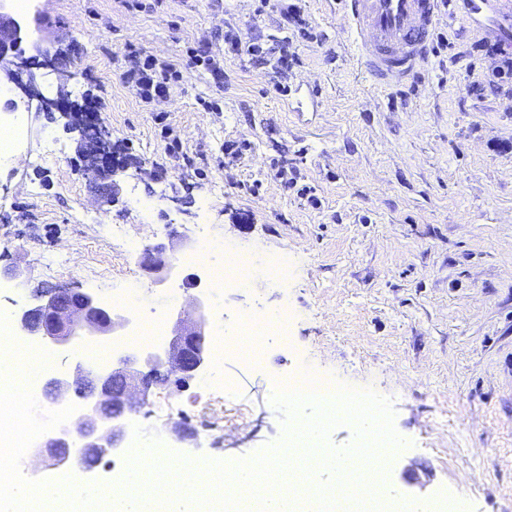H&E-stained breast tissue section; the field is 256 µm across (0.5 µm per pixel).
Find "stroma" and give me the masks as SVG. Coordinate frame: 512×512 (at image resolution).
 <instances>
[{"label": "stroma", "instance_id": "stroma-1", "mask_svg": "<svg viewBox=\"0 0 512 512\" xmlns=\"http://www.w3.org/2000/svg\"><path fill=\"white\" fill-rule=\"evenodd\" d=\"M298 3L303 22L286 28L279 0H36L27 31L69 48L66 111L103 100L118 164L85 175L87 130L25 113L21 155L0 161V311L31 306L39 288L107 303L129 284L131 318L164 320L172 289L186 305L197 293L183 260L202 235L262 259L288 253L292 280L259 271L208 301L228 325L258 305L291 309L290 343L266 337L257 366L226 357L229 396L197 378L154 386L123 418L126 436L142 430L189 460L249 458L285 434L274 380L309 367L389 401L403 441L392 494L512 512V50L485 53L496 31L453 0L420 75L384 90L353 59L338 0ZM228 35L243 49L218 81L189 51ZM282 37L297 57L284 77L247 52ZM131 45L176 64L170 97L148 105L122 81ZM119 228L165 245L178 275L154 284ZM160 399L169 419L153 415ZM180 422L192 438L173 433Z\"/></svg>", "mask_w": 512, "mask_h": 512}]
</instances>
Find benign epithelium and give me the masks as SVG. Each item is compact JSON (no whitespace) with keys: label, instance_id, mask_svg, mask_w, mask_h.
Masks as SVG:
<instances>
[{"label":"benign epithelium","instance_id":"1","mask_svg":"<svg viewBox=\"0 0 512 512\" xmlns=\"http://www.w3.org/2000/svg\"><path fill=\"white\" fill-rule=\"evenodd\" d=\"M23 40V27L11 15L0 11V73L7 80L24 90L27 98L26 110L51 112L65 98V85L69 75L58 72L61 85L57 98L46 99L35 89V74L28 59L18 52ZM27 80H22V75ZM141 266L156 275L159 284L177 273L178 266L173 257H168L159 247H146L141 254ZM207 300L193 298L191 318L186 310L176 312V322L168 341L152 350L124 352L116 357L112 366L92 369L93 388L98 398L83 404L78 420V434L82 452L70 451L73 436L72 426L65 425L56 433L44 438L36 451L44 455L51 464L63 471L84 469L90 460H102L116 453L124 442L121 418L133 409L132 388L146 392L158 379L182 388L207 365L209 359L207 335L205 333ZM16 328L21 336H38L56 346H69L85 336H110L118 328H126L131 320L121 312L104 305L95 296L57 288L39 295V303L14 313ZM45 387L58 398H66L74 392L84 397L79 390L70 389L64 375H51Z\"/></svg>","mask_w":512,"mask_h":512}]
</instances>
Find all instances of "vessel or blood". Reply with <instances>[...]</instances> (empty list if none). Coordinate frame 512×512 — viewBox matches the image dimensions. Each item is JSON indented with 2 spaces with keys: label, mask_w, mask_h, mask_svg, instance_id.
<instances>
[{
  "label": "vessel or blood",
  "mask_w": 512,
  "mask_h": 512,
  "mask_svg": "<svg viewBox=\"0 0 512 512\" xmlns=\"http://www.w3.org/2000/svg\"><path fill=\"white\" fill-rule=\"evenodd\" d=\"M341 30L381 85H402L433 52L443 0H340Z\"/></svg>",
  "instance_id": "obj_1"
}]
</instances>
